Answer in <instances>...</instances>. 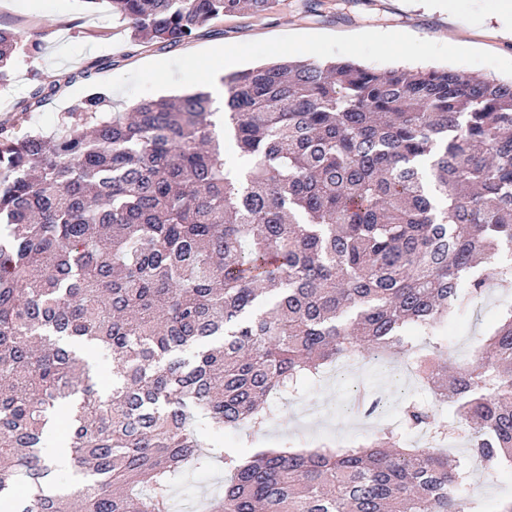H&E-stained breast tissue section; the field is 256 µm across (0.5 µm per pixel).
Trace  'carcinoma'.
I'll return each mask as SVG.
<instances>
[{
  "instance_id": "1",
  "label": "carcinoma",
  "mask_w": 512,
  "mask_h": 512,
  "mask_svg": "<svg viewBox=\"0 0 512 512\" xmlns=\"http://www.w3.org/2000/svg\"><path fill=\"white\" fill-rule=\"evenodd\" d=\"M134 41L177 46L275 0H109ZM28 48L0 29V84ZM209 96L94 93L53 138L0 126V501L12 512H169L206 463L191 425L262 405L368 347L415 354L512 284V80L288 59ZM112 357L102 389L84 352ZM487 470L512 467V306L458 366L423 360ZM413 429L433 408L411 403ZM62 430L71 480L42 448ZM209 512H480L456 456L379 431L341 452L211 447Z\"/></svg>"
}]
</instances>
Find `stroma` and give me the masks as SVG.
I'll use <instances>...</instances> for the list:
<instances>
[{
    "label": "stroma",
    "mask_w": 512,
    "mask_h": 512,
    "mask_svg": "<svg viewBox=\"0 0 512 512\" xmlns=\"http://www.w3.org/2000/svg\"><path fill=\"white\" fill-rule=\"evenodd\" d=\"M499 0H279L262 15L232 16L200 30L175 47L136 45L108 0H0V28L36 50L16 58L0 90V124L16 136L52 135L68 122V109L89 94L105 93L116 112L143 99L205 90L206 76L223 71L226 54L238 69L260 62L302 57L353 60L386 70L447 68L458 75L512 78V29L499 14ZM57 91L40 106L21 103L41 86ZM512 306V290H487L481 303L441 329L437 341L471 359L479 338ZM346 381L304 382L298 391L269 404L270 420L259 433L224 429L201 418L203 438L224 452L249 456L263 449L291 451L354 448L373 434L340 405ZM467 484L485 512L512 499V468L487 473L469 469ZM224 489V469L213 462L187 471L170 491L176 512L209 507Z\"/></svg>",
    "instance_id": "1"
}]
</instances>
